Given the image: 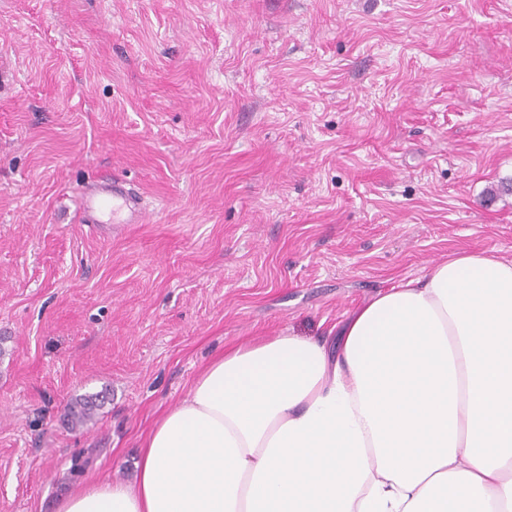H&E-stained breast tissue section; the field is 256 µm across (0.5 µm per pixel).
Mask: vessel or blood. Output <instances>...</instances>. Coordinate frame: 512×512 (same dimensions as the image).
<instances>
[{
	"label": "vessel or blood",
	"mask_w": 512,
	"mask_h": 512,
	"mask_svg": "<svg viewBox=\"0 0 512 512\" xmlns=\"http://www.w3.org/2000/svg\"><path fill=\"white\" fill-rule=\"evenodd\" d=\"M79 214L87 224H140L145 220L140 194L116 177L83 190Z\"/></svg>",
	"instance_id": "obj_1"
}]
</instances>
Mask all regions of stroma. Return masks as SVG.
Segmentation results:
<instances>
[{
	"instance_id": "35a3bbf8",
	"label": "stroma",
	"mask_w": 512,
	"mask_h": 512,
	"mask_svg": "<svg viewBox=\"0 0 512 512\" xmlns=\"http://www.w3.org/2000/svg\"><path fill=\"white\" fill-rule=\"evenodd\" d=\"M112 173L149 222H81ZM509 178L512 0H0V512L131 481L227 349L512 260ZM97 397L88 395L76 399L68 406V416L73 426H81L91 421L94 416L95 409L99 406Z\"/></svg>"
}]
</instances>
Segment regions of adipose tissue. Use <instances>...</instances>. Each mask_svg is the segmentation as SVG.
I'll return each mask as SVG.
<instances>
[{
  "label": "adipose tissue",
  "mask_w": 512,
  "mask_h": 512,
  "mask_svg": "<svg viewBox=\"0 0 512 512\" xmlns=\"http://www.w3.org/2000/svg\"><path fill=\"white\" fill-rule=\"evenodd\" d=\"M131 482L57 512H512V260L460 252L344 323L225 352Z\"/></svg>",
  "instance_id": "adipose-tissue-1"
}]
</instances>
